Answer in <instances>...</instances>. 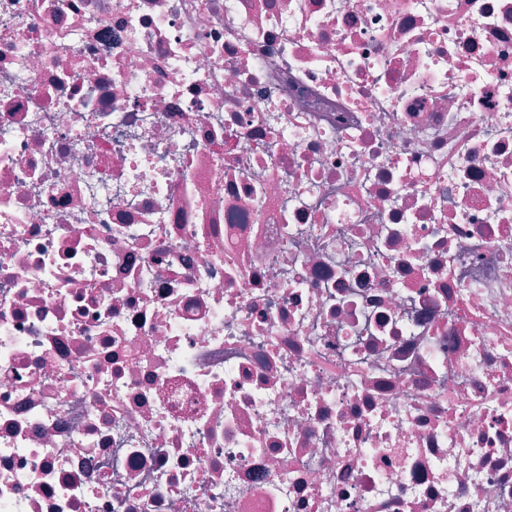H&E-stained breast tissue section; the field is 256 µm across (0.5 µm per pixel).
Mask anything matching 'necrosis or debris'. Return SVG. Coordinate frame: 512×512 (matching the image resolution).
<instances>
[{
    "label": "necrosis or debris",
    "mask_w": 512,
    "mask_h": 512,
    "mask_svg": "<svg viewBox=\"0 0 512 512\" xmlns=\"http://www.w3.org/2000/svg\"><path fill=\"white\" fill-rule=\"evenodd\" d=\"M0 512H512V0H0Z\"/></svg>",
    "instance_id": "1"
}]
</instances>
